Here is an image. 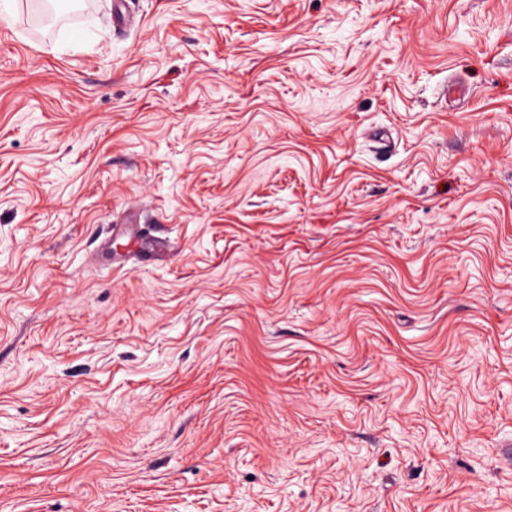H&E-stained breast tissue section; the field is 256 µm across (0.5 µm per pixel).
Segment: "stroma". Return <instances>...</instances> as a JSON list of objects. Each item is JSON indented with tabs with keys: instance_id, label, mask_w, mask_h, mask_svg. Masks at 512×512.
<instances>
[{
	"instance_id": "obj_1",
	"label": "stroma",
	"mask_w": 512,
	"mask_h": 512,
	"mask_svg": "<svg viewBox=\"0 0 512 512\" xmlns=\"http://www.w3.org/2000/svg\"><path fill=\"white\" fill-rule=\"evenodd\" d=\"M54 4L0 13V512H512V0Z\"/></svg>"
}]
</instances>
